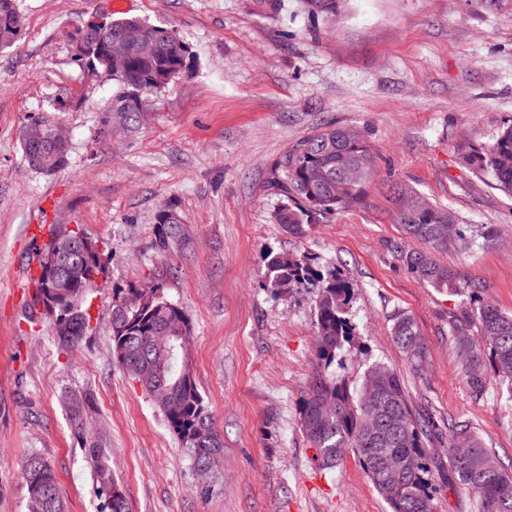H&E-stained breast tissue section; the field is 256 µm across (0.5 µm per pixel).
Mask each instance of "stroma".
Masks as SVG:
<instances>
[{
    "mask_svg": "<svg viewBox=\"0 0 512 512\" xmlns=\"http://www.w3.org/2000/svg\"><path fill=\"white\" fill-rule=\"evenodd\" d=\"M21 33L0 49V512H28L22 462L53 466L68 512H100L94 469L64 408L94 401L130 512H390L354 451L319 468L299 429L318 357L313 296L275 294L267 256L301 252L353 288L354 343L331 372L361 380L381 363L439 422L469 421L512 473V389H468L448 318L467 299L420 282L396 246L415 247L397 219L395 187L450 209L469 240L441 261L482 283L512 314V198L468 172L462 154L512 124V0H343L314 20L299 0H14ZM136 16L169 28L193 58L141 97L135 127L112 111L117 85L91 75L77 38L91 22ZM54 117L68 162L48 174L23 157L22 132ZM329 125L363 133L377 168L361 200L295 237L275 220V164ZM173 207L179 244L162 248L158 214ZM31 224L80 231L108 257L89 300L90 331L60 347L30 325L25 272L37 264ZM158 286L188 317L191 378L224 438L220 469L200 494L180 441L112 351L114 289ZM407 313L425 347L414 371L394 342ZM434 512H475L446 469L425 475Z\"/></svg>",
    "mask_w": 512,
    "mask_h": 512,
    "instance_id": "1",
    "label": "stroma"
}]
</instances>
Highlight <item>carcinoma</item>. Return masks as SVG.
Returning a JSON list of instances; mask_svg holds the SVG:
<instances>
[{"instance_id": "obj_1", "label": "carcinoma", "mask_w": 512, "mask_h": 512, "mask_svg": "<svg viewBox=\"0 0 512 512\" xmlns=\"http://www.w3.org/2000/svg\"><path fill=\"white\" fill-rule=\"evenodd\" d=\"M310 2L302 0L305 13L329 21L336 16L340 0H319L321 9L317 12ZM96 28L149 45L144 50H129L81 31L88 42L82 55L88 72L103 74L119 86L112 111L123 112L129 124L139 112L140 95L165 87L186 66L190 53L169 29L138 17L101 22ZM19 31L20 20L11 0H0V49L12 45ZM22 148L28 165L41 172H54L67 163L69 148L59 153L40 149L31 142L28 128ZM338 149L354 160L355 168L342 171L337 167ZM462 162L465 168L489 177L496 189L512 196V125L503 128L491 145L464 155ZM374 167L375 156L369 145L361 135L351 134L348 127L329 126L304 137L277 162L278 187L286 198L276 213L277 222L288 233L305 236L321 215L358 201ZM398 199L402 205L416 200L411 208L398 212V217L407 235L426 246L424 250L400 251L406 268L433 288L458 295L476 293V284L461 283L455 270L436 257L448 251V243L463 241L453 213L412 191H399ZM158 224L162 239H179L181 220L170 218L169 208L160 211ZM87 269L104 272L106 262L97 243L86 236L74 245H65L61 264L53 275L39 264L32 306L51 318L63 346L79 344L90 330L86 303L92 288L83 278ZM267 279L268 287L276 293L281 292L283 284L314 293L319 358L331 363L351 345L353 333L347 317L351 285L347 280L333 270L315 267L303 254L286 252L268 255ZM111 329L113 352L122 369L161 410L194 469L209 471L211 453L224 452V440L185 362L183 344L189 341L190 325L183 310L166 300L158 286L119 289L112 298ZM475 334L485 339L484 347L473 342ZM448 335L474 395H482L493 378L512 387V315L482 301L477 308L449 318ZM392 336L415 363V369H420L424 345L414 319L406 313L397 314ZM68 407L72 430L93 463L100 512H128L121 485L102 448L85 433L92 399L75 396L69 399ZM299 427L317 450L315 460L320 468L334 467L344 450L352 448L391 512H433V495L424 473L431 463L442 466V460L431 454L430 448L443 440V433L434 413L411 403L408 389L395 370L374 365L359 382L316 374L301 400ZM449 431L451 479L477 495L480 512H512V475L497 465L493 452L484 446L470 422L456 421ZM405 458L414 460V468L396 481L389 480L388 464ZM22 473L27 491L40 493V512H66L55 471L47 459L39 453L29 454Z\"/></svg>"}]
</instances>
